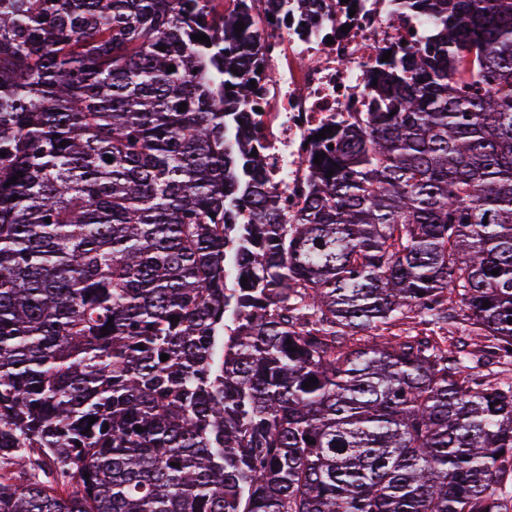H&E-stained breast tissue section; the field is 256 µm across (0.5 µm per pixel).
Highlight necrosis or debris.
<instances>
[{
  "label": "necrosis or debris",
  "instance_id": "necrosis-or-debris-1",
  "mask_svg": "<svg viewBox=\"0 0 512 512\" xmlns=\"http://www.w3.org/2000/svg\"><path fill=\"white\" fill-rule=\"evenodd\" d=\"M326 22L301 28L302 11L288 25L259 24L256 32L260 78L267 88V165L270 182L289 209L307 167L311 132L332 123L340 112L369 111L367 72L383 48L413 42L421 23L396 11L391 0H327Z\"/></svg>",
  "mask_w": 512,
  "mask_h": 512
}]
</instances>
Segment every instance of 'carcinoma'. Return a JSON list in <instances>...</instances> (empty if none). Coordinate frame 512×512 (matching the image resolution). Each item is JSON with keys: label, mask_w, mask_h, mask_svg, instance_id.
Masks as SVG:
<instances>
[{"label": "carcinoma", "mask_w": 512, "mask_h": 512, "mask_svg": "<svg viewBox=\"0 0 512 512\" xmlns=\"http://www.w3.org/2000/svg\"><path fill=\"white\" fill-rule=\"evenodd\" d=\"M215 2L0 0V512H507L512 0H395L291 213Z\"/></svg>", "instance_id": "cac0c4a2"}]
</instances>
